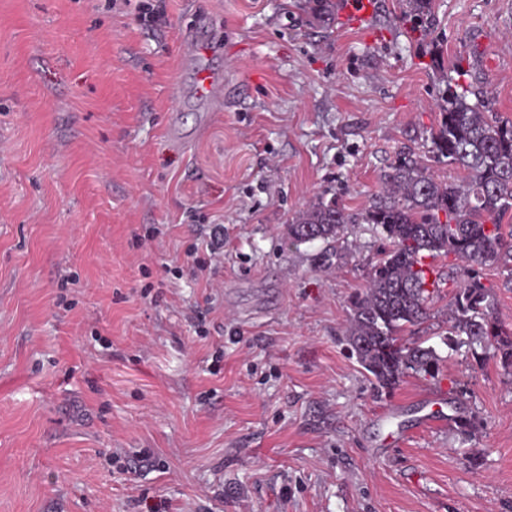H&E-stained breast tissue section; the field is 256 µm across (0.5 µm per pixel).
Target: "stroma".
Here are the masks:
<instances>
[{
    "mask_svg": "<svg viewBox=\"0 0 512 512\" xmlns=\"http://www.w3.org/2000/svg\"><path fill=\"white\" fill-rule=\"evenodd\" d=\"M148 2L0 0V512H512V373L443 342L473 272L429 260L404 338L439 368L381 391L345 333L386 241L288 238L427 154L458 69L512 120V0H431L423 34L399 0L362 28L345 0ZM200 14L214 105L183 60ZM474 274L512 332V260ZM196 94L210 101H221L224 97V84L219 76L209 70L196 72ZM210 243L207 245V248L209 249V265L206 261L204 262H198L194 260V266L196 268V271L194 273L200 272L201 274L206 272L208 267L211 266L212 262H217V259L221 256L223 257V250L221 251V248H223V242H224V227L223 225L217 224L215 228H213L210 232Z\"/></svg>",
    "mask_w": 512,
    "mask_h": 512,
    "instance_id": "1",
    "label": "stroma"
}]
</instances>
